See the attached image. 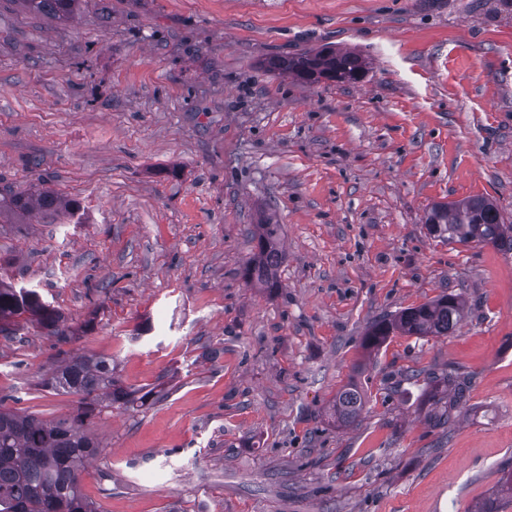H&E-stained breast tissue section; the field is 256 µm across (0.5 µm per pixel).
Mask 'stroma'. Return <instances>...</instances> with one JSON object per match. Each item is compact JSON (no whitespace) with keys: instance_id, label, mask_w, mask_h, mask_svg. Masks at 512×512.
<instances>
[{"instance_id":"stroma-1","label":"stroma","mask_w":512,"mask_h":512,"mask_svg":"<svg viewBox=\"0 0 512 512\" xmlns=\"http://www.w3.org/2000/svg\"><path fill=\"white\" fill-rule=\"evenodd\" d=\"M357 50L356 83L268 62ZM46 184L79 224L0 218V277L68 320L0 337V404L68 418L40 381L113 358L169 380L91 431L101 512H475L512 463V253L430 237L429 208L496 199L512 222V0H84L68 22L0 0V191ZM280 286L247 287L260 214ZM448 293L450 336L361 341ZM94 318L86 331L82 323ZM455 368L465 403L436 419ZM356 385L364 408L336 426ZM364 406V398L355 385H347L337 391L331 404L336 423L348 426L355 422Z\"/></svg>"}]
</instances>
